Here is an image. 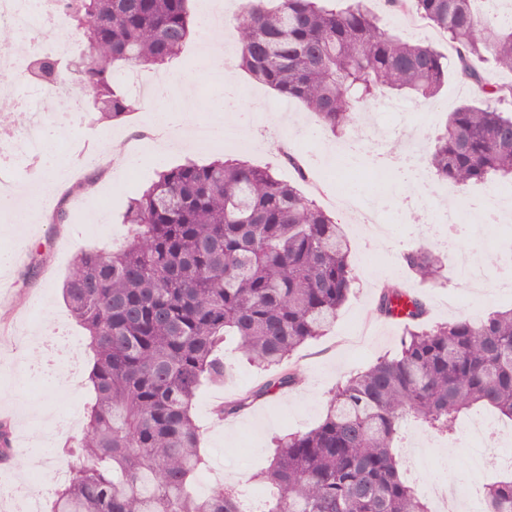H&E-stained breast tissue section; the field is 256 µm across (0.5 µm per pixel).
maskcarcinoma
Instances as JSON below:
<instances>
[{
    "label": "carcinoma",
    "mask_w": 512,
    "mask_h": 512,
    "mask_svg": "<svg viewBox=\"0 0 512 512\" xmlns=\"http://www.w3.org/2000/svg\"><path fill=\"white\" fill-rule=\"evenodd\" d=\"M189 0H63L82 32L77 53L29 61L41 82L72 74L92 92L98 119L123 122L132 100L118 72L164 66L197 26ZM448 36L457 75L481 100L448 115L426 147L428 174L465 187L512 180V84L484 80L489 59L512 72V16L497 0H386ZM238 28L237 66L284 100L303 103L336 134L387 91L425 101L448 81L446 57L378 26L365 0H248ZM120 249L90 248L62 285L93 353L95 402L47 512H243L224 488L194 492L206 466L190 407L205 383L223 380L224 341L260 370L258 389L225 403L218 418L301 382L279 370L325 335L357 277L342 227L274 172L243 160L184 162L159 171L123 215ZM425 279L441 277L448 252L421 245L402 256ZM377 313L403 317L392 355L336 385L324 419L275 438L267 469L252 476L278 490L267 512H434L406 479L403 422L416 418L446 438L485 410L512 423V307L430 326L426 296L383 284ZM11 423L0 421V461L15 456ZM484 512H512V468L480 489Z\"/></svg>",
    "instance_id": "carcinoma-1"
}]
</instances>
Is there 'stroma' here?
<instances>
[{"mask_svg":"<svg viewBox=\"0 0 512 512\" xmlns=\"http://www.w3.org/2000/svg\"><path fill=\"white\" fill-rule=\"evenodd\" d=\"M371 6L382 29L406 41L432 44L448 56V82L438 96L437 105L387 94L370 106L381 123L400 125L429 136L444 126L449 112L477 102L476 88L458 77L456 53L435 28L426 23L418 29L410 26L390 9L386 0H371ZM236 42V30L220 24L196 29L185 44L173 70L192 79L185 108L187 125L210 123L213 105L224 90L223 84L216 80L220 74L231 77L241 88L243 111L254 112L258 100L274 98L273 90L237 69L235 59L220 60L210 52L211 47ZM151 109V104L138 100L126 121L112 126L101 124L90 111H83L66 143L69 157L92 149L105 152L115 160L129 146H137L141 158L135 168L100 174L95 186L86 193L78 192L71 182L56 186L40 223L22 230L9 214L0 212V247L21 255L9 278L0 280V419H9L15 433L36 437L45 419L68 414L81 419L93 403L94 392L84 378L91 353L82 352L69 366L59 368L53 381L22 383L18 377L23 362L38 357L39 350L35 343L15 340L12 330L16 323L27 320L39 336L52 338L63 332L71 339L85 342V331L70 319L62 297L65 272L84 248L125 237L122 216L127 200L147 187L159 169L188 159L207 163L243 151L253 164L271 168L284 180L298 181L294 170L281 156L282 146H289L300 159L312 161L321 158L337 142L331 133L318 131V120L312 112L302 103L293 102L284 112L259 113L264 130L261 141H254L252 127L244 126L235 130V142L218 141L201 146L183 140L160 156L149 140L139 136ZM380 178V168L372 162L356 168L328 167L319 192L310 189L307 183L298 182L306 196L316 200L341 224L350 241L357 283L326 334L306 343L291 357L290 363L302 375V383L273 399L257 401L217 425L212 421L216 396L228 401L244 390L258 388L264 381L259 370L240 358L235 342L226 341L224 356L230 368L229 377L220 386H202L194 401V416L203 431L201 451L207 459L203 475L211 486L231 485L243 498H250L255 491L253 474L269 463L272 438L315 427L323 419L330 392L337 383L364 371L378 357L396 351L401 324L376 313L379 289L384 282L398 280L409 291L427 295L428 320L433 324L474 310L490 312L512 305V294L498 289V266L484 265L482 278L476 281L464 266L450 261L441 281L431 285L416 279L401 260L403 250L416 246L417 230L429 224L436 212L450 206L463 209L466 200L499 193L500 185L460 188L439 181L432 191L426 192L424 208L414 212L404 207L403 189L391 186L388 208L383 215L386 230L380 233L375 227L360 223L355 212L342 209L334 200L337 181L356 183L359 200L366 201L372 198V190ZM62 205L69 209L80 207L81 213L71 223H55L53 216ZM31 264L36 267L32 273L27 270ZM416 437L429 439L432 444L427 468L421 474L425 478H465L474 487L485 480V473H471L470 450L464 441H445L415 425L406 430V440ZM34 457L39 458L41 471L48 476L63 464L51 449L21 448L7 465H0V484L26 483L30 475L28 462ZM421 475L413 471L409 477L414 480Z\"/></svg>","mask_w":512,"mask_h":512,"instance_id":"1","label":"stroma"}]
</instances>
